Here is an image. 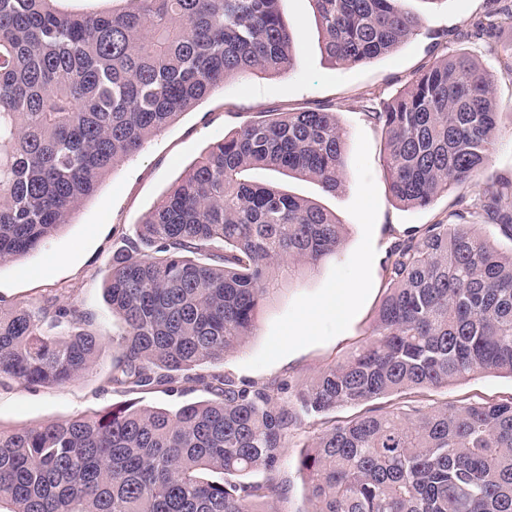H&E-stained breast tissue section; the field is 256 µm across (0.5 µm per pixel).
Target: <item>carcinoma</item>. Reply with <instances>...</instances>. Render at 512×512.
<instances>
[{"label":"carcinoma","instance_id":"carcinoma-1","mask_svg":"<svg viewBox=\"0 0 512 512\" xmlns=\"http://www.w3.org/2000/svg\"><path fill=\"white\" fill-rule=\"evenodd\" d=\"M56 0H0V265L34 251L121 162L230 78L291 69L300 34L281 0H122L68 14ZM336 65L387 54L419 19L401 0H312ZM512 21V0L475 21ZM370 118L399 203L425 208L483 174L499 113L494 79L465 52L436 59ZM346 133L336 113L278 112L212 144L112 256L105 290L122 323L108 384L127 394L202 386L176 409L134 400L0 429L8 512H275L292 432L310 424L298 472L311 512H512V396L455 402L427 393L480 373L512 377V181L390 249L369 336L288 400L276 380L239 386L216 364L263 306L335 256L344 227L320 205L251 181L282 170L336 192ZM78 309H0V380L70 383L103 337ZM391 398L389 406L375 402ZM361 408L343 420L338 408ZM261 482H250L255 472Z\"/></svg>","mask_w":512,"mask_h":512}]
</instances>
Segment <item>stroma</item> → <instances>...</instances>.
<instances>
[{
	"label": "stroma",
	"instance_id": "1",
	"mask_svg": "<svg viewBox=\"0 0 512 512\" xmlns=\"http://www.w3.org/2000/svg\"><path fill=\"white\" fill-rule=\"evenodd\" d=\"M402 6L420 20L416 35L390 54L335 66L320 49L311 0H281L286 21L301 32V53L292 70L242 76L216 88L113 169L70 224L35 252L0 266V307L72 306L84 313L90 330L106 338L95 367L81 379L36 388L12 380L1 383L0 429L63 421L125 402V394L107 382L118 352L111 338L121 328L104 295L107 264L207 146L271 112L326 108L346 129L345 171L336 192L268 169L254 170L251 178L320 204L336 215L347 234L336 257L262 309L247 343L215 370L240 385L305 383L368 336L386 288V257L396 239L459 209L461 201L478 199L486 183L512 176V73L505 69L501 51L502 43L512 42V28L502 27L494 36L476 33L474 20L493 9V0H403ZM459 50L494 77L500 118L489 161L478 180L439 195L427 207H404L393 200L383 167L386 130L369 114L392 101L436 58ZM510 395L512 378L484 374L432 391L429 397L441 402ZM312 433L306 427L288 438L280 476L290 491L278 502L279 512L310 508L297 461Z\"/></svg>",
	"mask_w": 512,
	"mask_h": 512
}]
</instances>
